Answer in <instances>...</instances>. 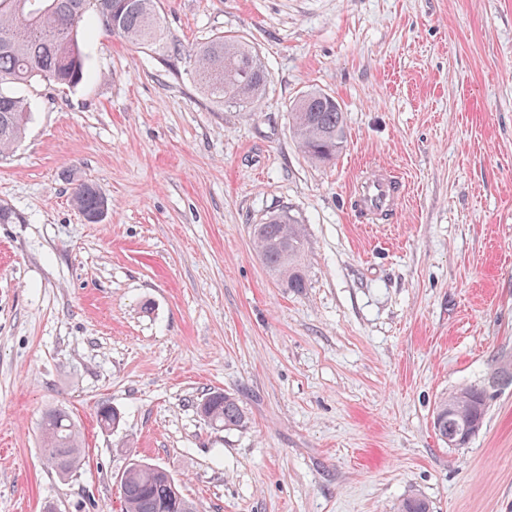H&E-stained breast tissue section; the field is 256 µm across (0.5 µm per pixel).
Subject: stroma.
I'll use <instances>...</instances> for the list:
<instances>
[{"mask_svg": "<svg viewBox=\"0 0 512 512\" xmlns=\"http://www.w3.org/2000/svg\"><path fill=\"white\" fill-rule=\"evenodd\" d=\"M191 47L244 37L268 73L251 109L91 25L73 89L17 87L22 142L0 159V512H120L131 459L199 512H512V384L463 446L440 400L512 361V0H159ZM317 89L346 142L315 165L289 109ZM377 168L404 196L366 224L348 198ZM109 199L100 223L77 184ZM289 212L305 288L268 272L252 228ZM237 397L245 427L200 413ZM107 403L118 426L101 429ZM79 424L68 478L46 412ZM73 203L87 223L96 224L101 221L108 200L102 190L91 183L80 184L73 193ZM43 456L61 475H69L79 464L80 439L70 416L60 409L45 415L42 423Z\"/></svg>", "mask_w": 512, "mask_h": 512, "instance_id": "1", "label": "stroma"}]
</instances>
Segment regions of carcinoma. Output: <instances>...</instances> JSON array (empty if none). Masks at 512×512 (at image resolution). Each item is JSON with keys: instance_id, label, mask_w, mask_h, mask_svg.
<instances>
[{"instance_id": "cac0c4a2", "label": "carcinoma", "mask_w": 512, "mask_h": 512, "mask_svg": "<svg viewBox=\"0 0 512 512\" xmlns=\"http://www.w3.org/2000/svg\"><path fill=\"white\" fill-rule=\"evenodd\" d=\"M110 33L151 49L168 67L188 61L186 75L218 107L247 108L261 98L268 79L265 65L244 39L219 35L186 50L168 38L160 25L157 0H0V157L21 142L28 119L25 100L12 88L36 80L57 88H73L84 80L87 57L79 31L88 13ZM294 137L309 160L328 164L336 159L345 138V115L339 101L324 92L301 94L291 106ZM76 209L89 224L101 221L108 200L91 183L73 193ZM259 255L270 274L290 290L306 287L305 235L302 225L283 212L253 227ZM489 395L482 386L461 388L442 400L434 427L450 445L462 440L467 427H482ZM201 414L221 427H242L247 416L239 401L212 392L200 404ZM103 429L119 420L108 404L97 408ZM43 456L61 475L79 464L80 439L70 416L58 409L42 423ZM123 512H197L179 484L164 468L131 463L120 479Z\"/></svg>"}]
</instances>
